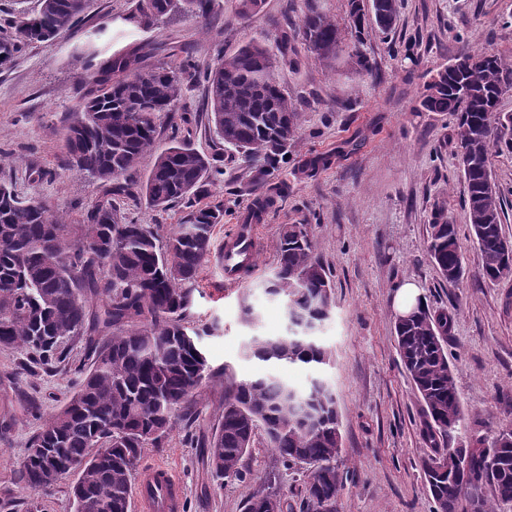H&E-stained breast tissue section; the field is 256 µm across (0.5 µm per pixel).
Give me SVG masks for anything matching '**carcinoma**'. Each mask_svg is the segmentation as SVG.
Segmentation results:
<instances>
[{"mask_svg": "<svg viewBox=\"0 0 512 512\" xmlns=\"http://www.w3.org/2000/svg\"><path fill=\"white\" fill-rule=\"evenodd\" d=\"M213 0H138L124 21L148 29L165 16L190 13L207 20ZM89 0H39L33 15L14 21L0 36V64L21 46L49 42L72 30ZM396 0H349V25L361 38L374 19L392 29ZM295 37L319 60L336 61L341 33L336 21L317 9L301 19ZM265 42H250L200 70L191 60L148 67V52L118 51L93 69L83 103L63 127L70 166L105 187L82 224L36 199H22L0 183V345L25 352L24 369L67 366L68 342L85 338L87 355L75 366L78 390L44 421L30 439L16 479L32 493L28 512H42L39 497L55 486L46 479L47 453L69 470L84 465L72 486L75 512H129L131 478L143 449L160 448L178 420L191 426L197 389L214 376L200 347L202 332L187 327L194 302L193 285L209 260L216 225L224 206L202 205L210 192L218 156L209 157L184 141L156 148V118L175 122V101L183 82L206 86L207 118L224 147L241 155L249 195L271 191L268 177L288 162L300 116L277 80V60L288 61V32ZM465 73L443 70L427 84L422 112L456 116L458 153L471 154L462 170L471 236L477 245L480 275L494 282L512 274V237L502 229V196H488L485 177L494 154H512V134L496 119L499 97L512 89V64L499 54L461 47ZM153 157L146 180L138 176L145 155ZM139 196L159 211L182 204L186 220L164 240L149 224L126 219L116 198ZM274 295L285 299L287 320L306 323L329 314L333 290L325 265L315 254L306 224H286L278 241ZM428 255L448 287H458L463 269L456 225L442 215L430 224ZM100 301L91 310L90 298ZM456 313L424 304L395 325L397 349L425 407L424 437L434 445L421 469L436 512H498L512 503V427L468 447L441 448L463 417L448 363L446 341ZM249 354L272 365L301 362L317 370L330 352L313 340L285 332L253 340ZM288 384L269 371L238 379L224 368V405L209 438L197 440L218 479H240L244 459L263 429L267 447L286 462L311 469L303 512H338L344 486L336 466L342 450L336 398L330 389L309 384L290 397ZM276 491L258 488L246 512H284Z\"/></svg>", "mask_w": 512, "mask_h": 512, "instance_id": "1", "label": "carcinoma"}]
</instances>
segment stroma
I'll return each mask as SVG.
<instances>
[{
    "label": "stroma",
    "mask_w": 512,
    "mask_h": 512,
    "mask_svg": "<svg viewBox=\"0 0 512 512\" xmlns=\"http://www.w3.org/2000/svg\"><path fill=\"white\" fill-rule=\"evenodd\" d=\"M311 3L336 20L339 57L322 63L297 41L292 62L277 65L301 121L287 164L270 178L280 192L261 215L256 264L237 282L225 281L224 238L254 205L253 196L239 190L243 163L229 160L207 199L223 205L224 222L198 274L189 324L216 325L214 335L200 340L212 369L228 366L240 378L265 372L266 364L248 356L245 346L254 337L283 332L287 323L283 300L263 288L276 267L279 229L310 225L334 292L317 339L332 353L322 376L336 391L341 421L337 464L345 482L339 512H432L420 469L431 453L421 435L424 405L396 350L394 297L412 283L429 306L456 311L447 352L464 419L448 440L465 447L512 426V275L494 283L480 276L463 202L455 117L420 111L419 102L432 72L447 66L461 45L512 63V0H397L393 29L383 33L371 24L359 39L350 33L348 0H262L254 13L243 12L242 0H213L207 22L181 14L128 35L122 18L137 0H92L74 31L51 43L26 45L0 67V181L11 183L20 197L44 201L72 224L102 197L99 181L69 165L62 140L89 78L81 49L90 31L113 30L114 52L154 45L146 65L189 57L204 69L248 42L272 41L275 28L297 29ZM357 51L372 60L376 76H358ZM205 97L203 84L184 83L175 110L187 121L174 130L159 115V144L175 135L199 152H223L208 125ZM314 156L325 163L311 177L301 166ZM119 204L129 219L153 226L163 238L188 214L179 204L155 210L139 197ZM440 213L459 230L464 263L458 288L448 287L426 253L429 226ZM245 302L258 314L249 326L241 320ZM24 359L20 350L0 346V424L9 426L0 434L5 512H27L32 494L16 481L17 464L43 421L69 400L77 380L63 370L29 375L20 368ZM223 401V378L204 381L193 426L175 423L162 449H144L141 465L163 463L176 472L184 512H244L268 477L293 512H300L310 473L282 462L263 436H256L245 459V478L213 477L196 440L211 435Z\"/></svg>",
    "instance_id": "obj_1"
}]
</instances>
